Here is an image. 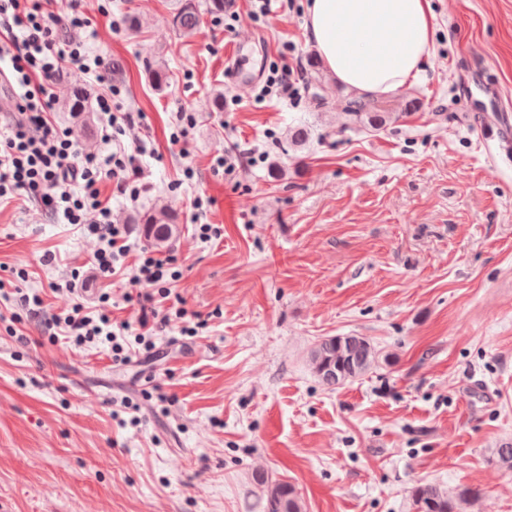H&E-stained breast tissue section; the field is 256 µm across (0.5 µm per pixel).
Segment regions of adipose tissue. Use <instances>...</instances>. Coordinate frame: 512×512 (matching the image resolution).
I'll return each mask as SVG.
<instances>
[{
	"label": "adipose tissue",
	"instance_id": "1",
	"mask_svg": "<svg viewBox=\"0 0 512 512\" xmlns=\"http://www.w3.org/2000/svg\"><path fill=\"white\" fill-rule=\"evenodd\" d=\"M430 0H309L305 27L328 73L362 94H391L430 56Z\"/></svg>",
	"mask_w": 512,
	"mask_h": 512
}]
</instances>
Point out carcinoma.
Wrapping results in <instances>:
<instances>
[{
  "instance_id": "carcinoma-1",
  "label": "carcinoma",
  "mask_w": 512,
  "mask_h": 512,
  "mask_svg": "<svg viewBox=\"0 0 512 512\" xmlns=\"http://www.w3.org/2000/svg\"><path fill=\"white\" fill-rule=\"evenodd\" d=\"M219 16L224 14V0H175L171 12L173 29L182 37H193L201 33L203 13ZM149 83L157 91L169 85V67L165 61L150 63L146 69ZM63 107L75 117L70 134L80 138L90 125V93L86 87L74 84L66 89ZM353 122L366 128L380 129L385 126L386 113L379 102L362 103L352 100L347 106ZM143 225L146 240L163 247L177 233L173 212L160 206L137 218ZM378 361V352L364 336H326L316 342L309 353L313 374L327 387H337L370 371ZM491 461L505 473L512 474V441L504 440L492 449ZM265 496V512H305V505L295 487L286 481L273 480L263 472L253 476ZM479 496L472 488H463L453 494L441 487L419 482L412 487L411 500L415 512H461V506Z\"/></svg>"
}]
</instances>
